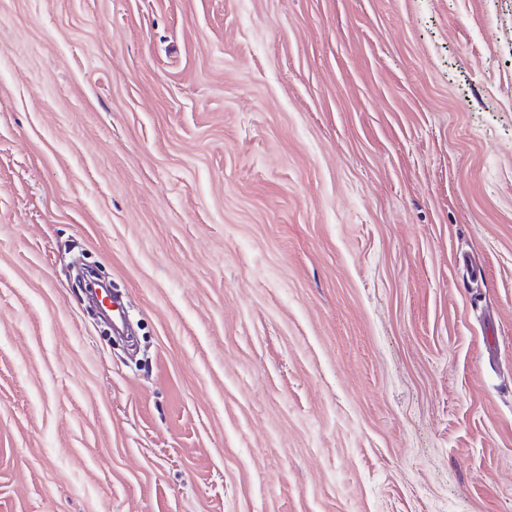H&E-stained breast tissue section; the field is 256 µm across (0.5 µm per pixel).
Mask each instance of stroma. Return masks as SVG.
Listing matches in <instances>:
<instances>
[{
  "label": "stroma",
  "mask_w": 512,
  "mask_h": 512,
  "mask_svg": "<svg viewBox=\"0 0 512 512\" xmlns=\"http://www.w3.org/2000/svg\"><path fill=\"white\" fill-rule=\"evenodd\" d=\"M0 512H512V0H0Z\"/></svg>",
  "instance_id": "stroma-1"
}]
</instances>
